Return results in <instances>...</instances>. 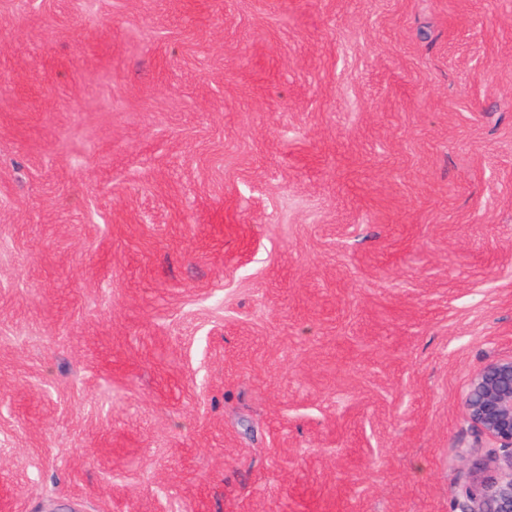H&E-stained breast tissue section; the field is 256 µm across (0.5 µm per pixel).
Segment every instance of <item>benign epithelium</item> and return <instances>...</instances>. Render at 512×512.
I'll return each instance as SVG.
<instances>
[{"instance_id": "7a95c632", "label": "benign epithelium", "mask_w": 512, "mask_h": 512, "mask_svg": "<svg viewBox=\"0 0 512 512\" xmlns=\"http://www.w3.org/2000/svg\"><path fill=\"white\" fill-rule=\"evenodd\" d=\"M465 413L490 441L492 455L507 470L500 480L461 486L457 512H512V354L476 373L465 398Z\"/></svg>"}]
</instances>
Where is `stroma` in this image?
<instances>
[{
	"mask_svg": "<svg viewBox=\"0 0 512 512\" xmlns=\"http://www.w3.org/2000/svg\"><path fill=\"white\" fill-rule=\"evenodd\" d=\"M512 354V0H0V512H454Z\"/></svg>",
	"mask_w": 512,
	"mask_h": 512,
	"instance_id": "35a3bbf8",
	"label": "stroma"
}]
</instances>
